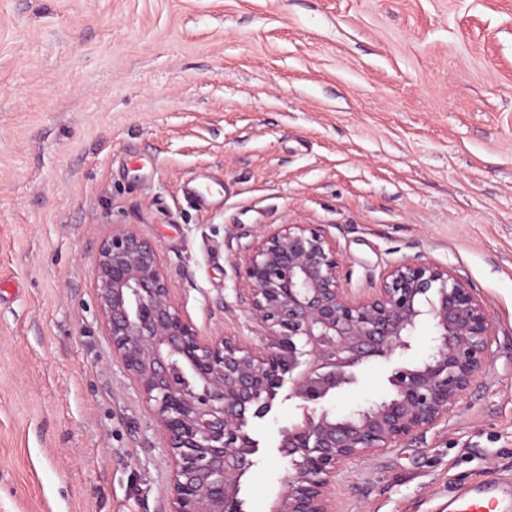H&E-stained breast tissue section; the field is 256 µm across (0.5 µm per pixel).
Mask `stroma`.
<instances>
[{
    "label": "stroma",
    "instance_id": "35a3bbf8",
    "mask_svg": "<svg viewBox=\"0 0 512 512\" xmlns=\"http://www.w3.org/2000/svg\"><path fill=\"white\" fill-rule=\"evenodd\" d=\"M224 192L200 206L186 182ZM125 224L204 338L260 347L235 265L308 224L344 288L448 268L494 321L447 420L336 477V512H444L512 474V0H0V512H170L169 450L112 355L93 279ZM374 358L345 414L391 391ZM299 400L251 419L244 512H270Z\"/></svg>",
    "mask_w": 512,
    "mask_h": 512
}]
</instances>
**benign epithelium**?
<instances>
[{"label": "benign epithelium", "mask_w": 512, "mask_h": 512, "mask_svg": "<svg viewBox=\"0 0 512 512\" xmlns=\"http://www.w3.org/2000/svg\"><path fill=\"white\" fill-rule=\"evenodd\" d=\"M236 273L263 331L258 350L199 336L170 293L157 244L134 230L112 225L94 267L112 353L138 382L170 451L172 512H242L241 479L257 452L248 422L267 415L285 386L304 415L282 430L290 471L271 512H334L346 462L445 420L488 361L493 318L446 267L401 262L380 288L355 296L341 286L330 241L307 224H285L262 233ZM423 323L434 333L432 353L394 369L390 397L333 413L329 403L357 383L359 368L411 349Z\"/></svg>", "instance_id": "obj_1"}]
</instances>
